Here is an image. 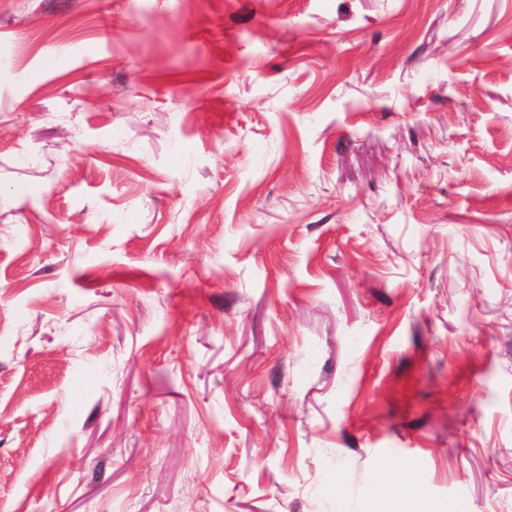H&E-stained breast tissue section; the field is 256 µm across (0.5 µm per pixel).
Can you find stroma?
I'll return each mask as SVG.
<instances>
[{"label":"stroma","instance_id":"stroma-1","mask_svg":"<svg viewBox=\"0 0 512 512\" xmlns=\"http://www.w3.org/2000/svg\"><path fill=\"white\" fill-rule=\"evenodd\" d=\"M2 58L0 512H512V0H0Z\"/></svg>","mask_w":512,"mask_h":512}]
</instances>
